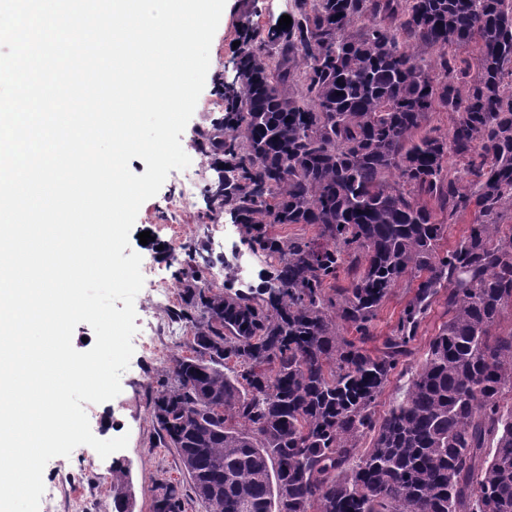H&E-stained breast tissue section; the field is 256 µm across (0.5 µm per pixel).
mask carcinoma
Returning <instances> with one entry per match:
<instances>
[{
  "mask_svg": "<svg viewBox=\"0 0 512 512\" xmlns=\"http://www.w3.org/2000/svg\"><path fill=\"white\" fill-rule=\"evenodd\" d=\"M293 2L290 27L248 26L225 115L193 141L213 171L203 217L228 214L272 272L228 294L188 250L190 354L162 369L158 441L206 512H512V0ZM435 303L447 320L377 415ZM110 490L130 512L123 467ZM182 504L155 486L151 512ZM407 282H401L389 297L385 300L374 321L375 338L367 342L364 347L369 351H374L381 346L384 336L395 326L406 301L409 298V289Z\"/></svg>",
  "mask_w": 512,
  "mask_h": 512,
  "instance_id": "carcinoma-1",
  "label": "carcinoma"
}]
</instances>
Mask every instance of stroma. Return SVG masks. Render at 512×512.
Here are the masks:
<instances>
[{
    "mask_svg": "<svg viewBox=\"0 0 512 512\" xmlns=\"http://www.w3.org/2000/svg\"><path fill=\"white\" fill-rule=\"evenodd\" d=\"M293 0H227L218 29L210 49V67L206 84L195 111L183 131L180 140L183 150L196 170L191 198V208L181 224L169 228L166 216L167 201L177 194L179 184L176 175H168L159 193L145 201L139 209L130 246L140 254L143 262L152 264L158 278L167 281L173 297L169 304L152 305L146 292L135 298L139 333H153L151 350L135 347L128 369L121 376V393L113 400L86 405L91 431L95 437L107 440L128 435L126 449L103 459L89 446L74 449L70 456L54 458V466L68 469L85 468L92 480L82 488L88 503V512H115L109 486L113 462H121L130 470L134 486L135 512H149L153 488L157 481L172 479L185 489L184 512H205L203 505L190 493V480L181 469L175 449L162 447L151 418V400L158 389V374L172 356L185 353L190 326L185 322H173L171 316L177 310L181 262L188 248L207 250L214 264L228 263L233 266L248 265L252 275L236 279L235 289L249 291L262 284L261 275L269 265L263 257L255 255L243 241L239 227L229 217L216 220L203 219L205 210L204 189L211 176L207 163L192 145L197 130L211 127L223 115L218 98L219 77H232L233 63L238 54L235 46L241 38L246 22H253L261 29L277 28L281 16L293 14ZM150 232L148 244H140L138 235Z\"/></svg>",
    "mask_w": 512,
    "mask_h": 512,
    "instance_id": "stroma-1",
    "label": "stroma"
}]
</instances>
